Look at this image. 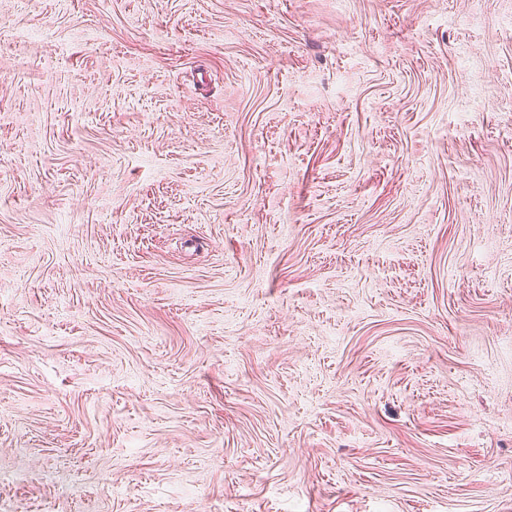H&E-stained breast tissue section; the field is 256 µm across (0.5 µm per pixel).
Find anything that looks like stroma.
I'll return each mask as SVG.
<instances>
[{"mask_svg": "<svg viewBox=\"0 0 512 512\" xmlns=\"http://www.w3.org/2000/svg\"><path fill=\"white\" fill-rule=\"evenodd\" d=\"M512 0H0V512H512Z\"/></svg>", "mask_w": 512, "mask_h": 512, "instance_id": "obj_1", "label": "stroma"}]
</instances>
